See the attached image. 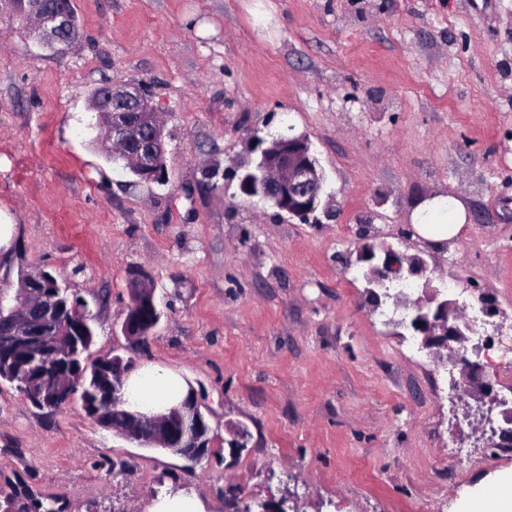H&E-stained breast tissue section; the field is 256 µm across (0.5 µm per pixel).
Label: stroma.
Wrapping results in <instances>:
<instances>
[{
	"label": "stroma",
	"mask_w": 512,
	"mask_h": 512,
	"mask_svg": "<svg viewBox=\"0 0 512 512\" xmlns=\"http://www.w3.org/2000/svg\"><path fill=\"white\" fill-rule=\"evenodd\" d=\"M79 37L42 48L0 0V285L47 267L102 293L94 354L123 348L128 271L161 318L138 365L200 389L216 438L188 462L51 412L0 383V504L145 512L178 492L229 512L294 495L300 512H466L512 476L486 450L449 369L385 323L358 275L364 243L420 255L436 285L490 299L502 336L482 359L512 376V0H72ZM143 85L166 124L167 181L145 184L94 143L90 93ZM294 129L324 169L331 217L279 218L203 171ZM461 201L448 242H421L424 199ZM248 428L247 448L224 442ZM469 447L462 462L449 442Z\"/></svg>",
	"instance_id": "stroma-1"
}]
</instances>
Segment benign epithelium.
Wrapping results in <instances>:
<instances>
[{
  "mask_svg": "<svg viewBox=\"0 0 512 512\" xmlns=\"http://www.w3.org/2000/svg\"><path fill=\"white\" fill-rule=\"evenodd\" d=\"M32 14L37 20V43L54 52H63L73 42L72 29L76 20L64 0H35ZM101 110L109 112L112 120L108 125V140L126 147L120 154L121 162L138 172L139 177L150 183L165 177V168L156 159V140L150 139L147 146L136 149L133 139L137 134L155 130L157 108L137 84H108L103 90ZM261 158L257 172L243 167L234 168L235 195L249 201L269 203L277 214L293 220H307L317 211L328 213L324 203L325 174L304 135H279L266 147H258ZM361 262L367 265L369 275L379 290L372 293L374 308L392 306L393 311L410 310V320L388 319V322L403 325L411 335L420 339L421 348L427 350L437 361L449 360L458 370L452 378V387L471 400L467 415L476 416L481 430L487 434L490 448H512V404L499 397L493 382L487 377L484 365L472 360L467 353L480 355L481 347H468L474 334L464 308L454 299H437L434 294L412 297L408 288L393 295L389 285L412 282L426 272V263L406 261L404 253L386 248L376 252L370 248L361 252ZM39 330L27 325L18 330L13 326L0 329V344L3 346H33L40 340ZM135 370V363H118L112 367V396L126 386V380ZM499 409L500 420L494 421L492 412ZM180 421L185 443L180 448H167L164 438L171 417ZM202 418L198 393H193L183 402L165 412L152 415L137 414L124 429L115 434L135 441L142 437L139 426L150 424L154 433L145 436L144 448L167 449L188 461L196 462L213 447V440L198 434L197 424Z\"/></svg>",
  "mask_w": 512,
  "mask_h": 512,
  "instance_id": "benign-epithelium-1",
  "label": "benign epithelium"
}]
</instances>
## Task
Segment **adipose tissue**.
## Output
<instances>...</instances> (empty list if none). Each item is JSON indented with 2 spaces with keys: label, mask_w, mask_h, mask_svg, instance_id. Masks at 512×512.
<instances>
[{
  "label": "adipose tissue",
  "mask_w": 512,
  "mask_h": 512,
  "mask_svg": "<svg viewBox=\"0 0 512 512\" xmlns=\"http://www.w3.org/2000/svg\"><path fill=\"white\" fill-rule=\"evenodd\" d=\"M465 222L463 204L456 199L435 197L424 201L413 216L416 233L426 239L443 242L457 237ZM126 389L135 401V408L146 413L166 411L184 396L182 379L169 369L145 365L134 371Z\"/></svg>",
  "instance_id": "obj_1"
}]
</instances>
